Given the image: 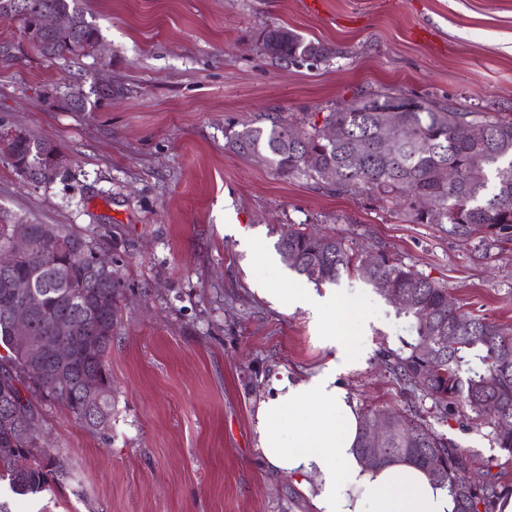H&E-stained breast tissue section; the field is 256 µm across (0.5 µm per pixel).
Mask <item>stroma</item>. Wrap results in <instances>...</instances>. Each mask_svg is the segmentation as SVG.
I'll return each instance as SVG.
<instances>
[{"label": "stroma", "mask_w": 512, "mask_h": 512, "mask_svg": "<svg viewBox=\"0 0 512 512\" xmlns=\"http://www.w3.org/2000/svg\"><path fill=\"white\" fill-rule=\"evenodd\" d=\"M101 31L96 55L47 59L0 20V126L54 146L49 182L0 159V224L67 226L112 258L123 287L112 329V427L82 428L45 406L46 447L67 461L62 489L15 495L6 512H312L315 485L271 470L257 412L279 381L332 355L307 312L269 288L288 225L386 250L448 289L464 310L512 325V242L462 243L404 207L336 195L230 143L243 125L306 124L366 97L512 114V0H79ZM284 26L334 49L286 65L258 41ZM253 238L274 258L255 260ZM368 352L342 376L357 411L401 410L382 366L411 321L372 286H317ZM472 476L512 488V455L464 416L435 421Z\"/></svg>", "instance_id": "obj_1"}]
</instances>
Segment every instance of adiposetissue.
<instances>
[{"mask_svg": "<svg viewBox=\"0 0 512 512\" xmlns=\"http://www.w3.org/2000/svg\"><path fill=\"white\" fill-rule=\"evenodd\" d=\"M276 294L286 297L289 309L312 312L334 353L309 381H282L276 396L261 405L257 432L266 463L294 477L314 478L316 512H454L447 488L422 468L405 462L368 466L357 456L361 418L339 383L340 375L354 368L356 353L328 319L335 298L297 283ZM283 419L284 435L277 430Z\"/></svg>", "mask_w": 512, "mask_h": 512, "instance_id": "adipose-tissue-1", "label": "adipose tissue"}]
</instances>
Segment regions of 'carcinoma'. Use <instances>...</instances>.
Instances as JSON below:
<instances>
[{
    "mask_svg": "<svg viewBox=\"0 0 512 512\" xmlns=\"http://www.w3.org/2000/svg\"><path fill=\"white\" fill-rule=\"evenodd\" d=\"M0 17L19 20L23 30L35 29L31 41L45 56L81 51L98 41V26L87 19L77 0H0ZM261 48L278 62L292 63L305 55L331 54L322 43L290 30L280 37L278 27L262 31ZM393 99L368 97L341 112H328L322 125L305 130L281 118L268 127H250L234 134L232 148L245 156L261 155L280 173L306 176L338 195L358 192L381 200L401 198L411 220L436 224L462 242L474 238L489 243L512 241V118L481 112L438 109L413 101L408 112H390ZM361 139L364 151L353 152L352 141ZM56 149L47 142L21 135L0 138V156L41 166ZM448 166L456 170L450 185L438 175ZM426 196L432 210L417 209L413 200ZM36 247L26 260L0 269V284L25 277L40 297V310L32 318L35 336L68 345L90 340L91 361L66 370V380L55 376L57 364L46 356L32 359L12 346V327L0 317V478L8 479L15 493H40L66 482L69 469L52 449H41L24 436L28 420L41 417L44 404L66 408L86 429V403L78 391L84 373L92 371L106 384L100 410L112 416V373L108 354L112 326L117 322L116 297L121 282L94 278L78 265L69 246L92 242L67 227H52L51 240L59 245L49 257L44 224L30 225ZM289 269L322 284L353 274L371 285L392 304L398 294H410L411 303L396 307L412 318L413 336L399 339L400 346L383 352V363L405 399L404 413L393 420L388 442L379 450L378 464L406 461L437 472L434 481L448 488L455 512H495L496 502L512 489L494 482H469V459L444 433L428 423L468 409L475 420L490 428L495 443L512 453V326L460 306L448 304V289L403 263L387 251L367 258L340 235L313 234L302 225H290L277 245ZM100 299L101 312L87 318L85 311ZM42 372V389L34 398L22 396L27 379ZM383 410L362 417L356 452L364 456L366 432Z\"/></svg>",
    "mask_w": 512,
    "mask_h": 512,
    "instance_id": "carcinoma-1",
    "label": "carcinoma"
}]
</instances>
